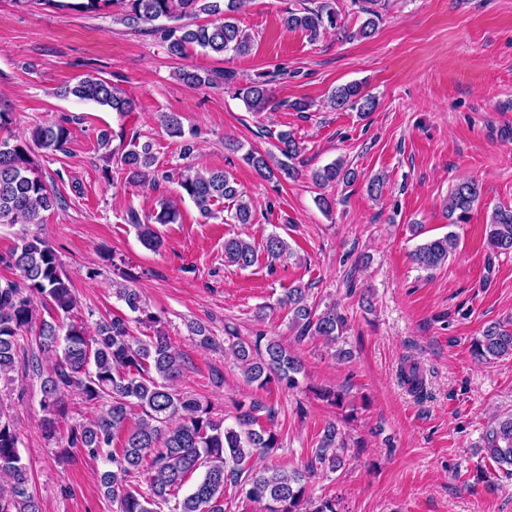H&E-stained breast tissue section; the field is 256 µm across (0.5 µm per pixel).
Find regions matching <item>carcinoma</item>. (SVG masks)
<instances>
[{
  "instance_id": "obj_1",
  "label": "carcinoma",
  "mask_w": 512,
  "mask_h": 512,
  "mask_svg": "<svg viewBox=\"0 0 512 512\" xmlns=\"http://www.w3.org/2000/svg\"><path fill=\"white\" fill-rule=\"evenodd\" d=\"M19 7L30 4L47 12L75 11L100 13L118 7V20L127 26H151L159 34L167 53L184 56L189 47L206 53L224 55L247 54L252 36L234 22V14L245 0H13ZM368 14L354 31L344 32L349 39H367L376 32V6L380 0H353ZM205 14L212 20L191 24L189 20ZM338 16L330 0L311 7L304 2L290 8L284 25L307 32L315 41L327 29L337 28ZM178 80L189 85L229 86L237 74L231 70H180ZM276 76L253 80L237 88L236 93L252 112L280 108L306 112L310 103L273 100L271 84ZM80 100L106 106L120 116L137 108L136 99L110 81L85 77L64 90ZM328 103L335 110L357 109L372 112L376 100L362 92L361 85L351 83L331 93ZM164 130L181 139L180 154L187 157L195 148V133H185L180 116L174 112L160 115ZM71 131L66 122L37 125L29 138L12 143L0 140V224L24 226L18 244L0 254V264L19 272V279L0 284V380L13 381L11 373L17 365L41 379V406L45 413V438L59 445L61 455L69 457L78 449L89 455L106 451L112 469L102 475L106 496L117 505L116 512H224V494L231 487L253 502L264 506V512H341L340 499L308 494L309 479L317 472L341 469L345 465V443L339 429L328 424L306 463L297 468L258 465L257 460L270 458L280 447L277 434L267 428L253 429L258 424L255 412L264 409L254 400L238 427L224 424L212 416L209 407L186 392L172 387L179 377L183 357L167 336L162 320L149 312L139 289L124 283L113 284L116 297L125 304L127 313L102 317L90 327L76 320L72 313L78 300L72 281L62 270L52 247L27 226L43 223V213L58 205L59 197L43 179L33 159V148L63 151ZM279 156L248 151L245 163L258 179L272 181L293 179L299 175L296 161L304 150L293 133L277 135ZM117 165L130 183H155L159 176L158 159L150 140L132 139L121 153ZM182 190L179 200L163 199L155 215L141 218L135 210L126 220L136 230L140 241L157 250L162 239L157 224H174L180 213L178 201L189 199L201 217L214 215L213 207L224 200L230 210L226 224L252 223V207L237 183L223 170L184 167L176 173ZM356 172L335 161L312 173L320 186L339 180L350 182ZM481 197L480 185L472 180L455 185L448 198L450 223H465L469 212ZM486 245L496 253L512 252V209L493 210L486 225ZM456 248V237L448 233L419 245L412 253L413 262L423 269H435L448 260ZM262 249L268 257L278 259L291 255L288 243L277 234L268 235ZM225 261L239 269H247L258 260L255 243L238 235L224 239ZM51 306L63 322H40L34 342L39 352L53 355L48 368H43L38 355L28 353L20 343L23 333L37 318V303ZM288 309L289 324L297 330V339L318 336L330 343L342 339L345 319L336 304L328 303L317 310L308 303L306 289L290 288L278 300ZM144 324L153 334L142 339L133 334L131 324ZM239 361L246 380L264 388L275 380L288 387L297 385L296 375L302 370L299 360L274 340L259 335L246 341L234 334L224 338ZM476 355L486 359L512 356V322L488 325L474 343ZM399 379L414 394L425 389V379L417 364L406 362L400 367ZM75 392L81 400L101 407L87 420L69 424L67 434L60 435L59 424L69 417L66 396ZM139 408L134 426L127 427L131 408ZM486 457L497 467L512 474V415L499 420L485 434ZM146 471L148 478L140 484L138 475ZM200 477L184 497H178L189 476ZM29 467L21 460L15 426L0 407V512H40L39 501L29 488Z\"/></svg>"
}]
</instances>
